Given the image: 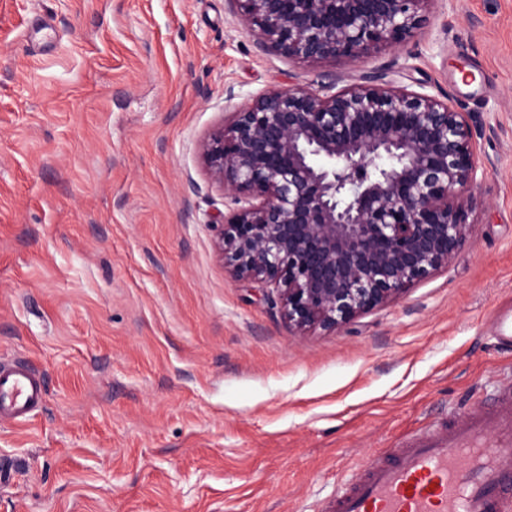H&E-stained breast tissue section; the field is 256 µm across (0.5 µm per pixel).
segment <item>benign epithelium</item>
I'll use <instances>...</instances> for the list:
<instances>
[{
    "label": "benign epithelium",
    "instance_id": "obj_1",
    "mask_svg": "<svg viewBox=\"0 0 512 512\" xmlns=\"http://www.w3.org/2000/svg\"><path fill=\"white\" fill-rule=\"evenodd\" d=\"M266 49L292 60H356L406 44L423 0H227ZM239 203L218 249L230 272L272 285L300 332L367 314L448 264L476 186L471 115L372 76L319 95L273 89L202 146Z\"/></svg>",
    "mask_w": 512,
    "mask_h": 512
}]
</instances>
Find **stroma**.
I'll return each mask as SVG.
<instances>
[{"mask_svg": "<svg viewBox=\"0 0 512 512\" xmlns=\"http://www.w3.org/2000/svg\"><path fill=\"white\" fill-rule=\"evenodd\" d=\"M405 48L306 63L226 0H0V512H322L410 431L512 387V0H425ZM384 74L476 121L465 241L384 306L300 334L219 256L201 146L272 89ZM42 386L36 372L25 363L0 367V418L23 421L40 406Z\"/></svg>", "mask_w": 512, "mask_h": 512, "instance_id": "obj_1", "label": "stroma"}]
</instances>
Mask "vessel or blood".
I'll use <instances>...</instances> for the list:
<instances>
[{
    "instance_id": "vessel-or-blood-1",
    "label": "vessel or blood",
    "mask_w": 512,
    "mask_h": 512,
    "mask_svg": "<svg viewBox=\"0 0 512 512\" xmlns=\"http://www.w3.org/2000/svg\"><path fill=\"white\" fill-rule=\"evenodd\" d=\"M42 397L28 365L0 367V418L26 420ZM323 512H512V388L494 407L406 436L372 458Z\"/></svg>"
}]
</instances>
